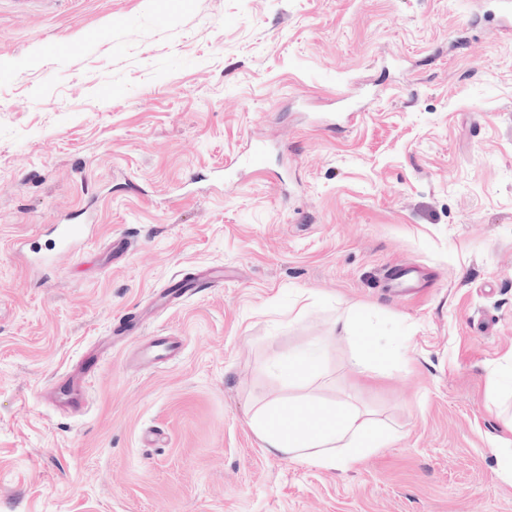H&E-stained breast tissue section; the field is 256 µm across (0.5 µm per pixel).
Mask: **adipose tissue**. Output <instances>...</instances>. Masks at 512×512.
Here are the masks:
<instances>
[{
    "label": "adipose tissue",
    "mask_w": 512,
    "mask_h": 512,
    "mask_svg": "<svg viewBox=\"0 0 512 512\" xmlns=\"http://www.w3.org/2000/svg\"><path fill=\"white\" fill-rule=\"evenodd\" d=\"M251 427L268 452L327 470L352 468L392 439L368 413L342 405L317 412L306 401L271 400L254 413Z\"/></svg>",
    "instance_id": "adipose-tissue-1"
}]
</instances>
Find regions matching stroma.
Here are the masks:
<instances>
[{
    "label": "stroma",
    "instance_id": "obj_1",
    "mask_svg": "<svg viewBox=\"0 0 512 512\" xmlns=\"http://www.w3.org/2000/svg\"><path fill=\"white\" fill-rule=\"evenodd\" d=\"M494 0H0V512H512L489 408L512 353V32ZM262 142V171L226 159ZM94 247L37 265L52 224ZM131 247L106 265L104 248ZM416 266L429 286L395 292ZM208 288L113 346L172 279ZM398 356L355 372L339 324ZM149 336L180 352L139 368ZM109 347L79 410L46 391ZM316 347L289 381L272 368ZM396 439L268 453L272 398ZM224 284V269L213 268L199 275L194 281L191 288L179 291L174 288H166L155 295L153 310L148 313L140 314L138 317L132 314L127 317L120 318L112 330V343L121 341L132 332L136 326L143 327L147 320L157 311L168 308L176 300L185 296L189 289L197 288H213Z\"/></svg>",
    "mask_w": 512,
    "mask_h": 512
}]
</instances>
